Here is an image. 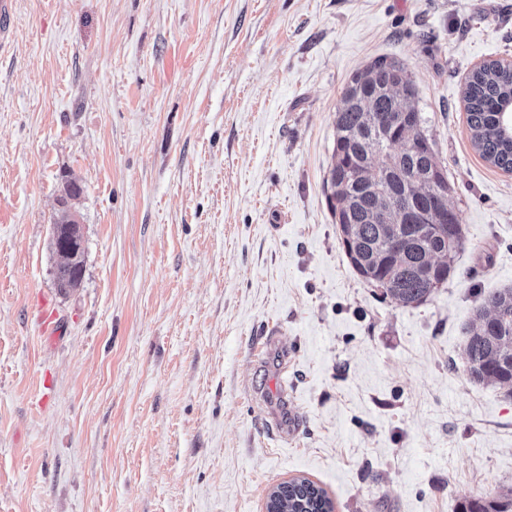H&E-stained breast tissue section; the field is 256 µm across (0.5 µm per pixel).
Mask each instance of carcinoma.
Masks as SVG:
<instances>
[{"label": "carcinoma", "mask_w": 512, "mask_h": 512, "mask_svg": "<svg viewBox=\"0 0 512 512\" xmlns=\"http://www.w3.org/2000/svg\"><path fill=\"white\" fill-rule=\"evenodd\" d=\"M400 62L378 57L355 73L336 108V140L329 174L339 243L362 280L404 306L426 302L455 271L464 233L453 204L448 223L408 224L399 208L424 210L433 155L416 146L427 136L421 112L405 115L388 88L390 68ZM512 97V62L494 60L474 68L463 101L470 140L490 165L512 173V138L504 134L500 104ZM464 355L469 380L512 388V288L480 296L466 328ZM267 512H333L326 491L306 478L280 484ZM459 512H512V489L497 497L464 501Z\"/></svg>", "instance_id": "1"}]
</instances>
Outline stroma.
<instances>
[{
	"label": "stroma",
	"instance_id": "1",
	"mask_svg": "<svg viewBox=\"0 0 512 512\" xmlns=\"http://www.w3.org/2000/svg\"><path fill=\"white\" fill-rule=\"evenodd\" d=\"M0 53V512H458L512 489V397L471 383L512 286V173L462 89L512 61V0H13ZM402 63L465 233L402 306L355 273L327 183L336 106ZM83 187L80 286L51 226ZM54 319L57 334L43 332ZM56 257L57 263L61 267L68 268L75 262L78 266H81L82 270H84L85 251L81 253L76 259V255L72 251L61 250L56 245ZM67 268L57 270L56 272V287L62 294H66L69 291L68 288H66V284L70 275V271ZM465 334L469 380L506 392L512 389V288L482 294ZM278 485V484H277ZM268 495L266 512H332L333 502L326 491L307 478H294L280 484L276 497ZM272 502V503H271ZM304 504L309 508L306 510ZM273 506V509H271Z\"/></svg>",
	"mask_w": 512,
	"mask_h": 512
}]
</instances>
